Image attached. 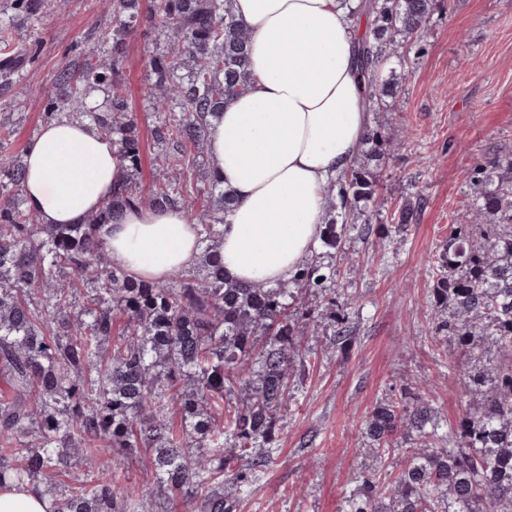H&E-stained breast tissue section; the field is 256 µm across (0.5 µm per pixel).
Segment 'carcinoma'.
Listing matches in <instances>:
<instances>
[{
  "mask_svg": "<svg viewBox=\"0 0 512 512\" xmlns=\"http://www.w3.org/2000/svg\"><path fill=\"white\" fill-rule=\"evenodd\" d=\"M11 6L36 25L45 0ZM437 10L438 0H359L356 13L371 17L354 52L366 103L399 98L397 79L385 75L394 47L401 38L421 54ZM112 22V32L101 34L77 66L57 72L62 94L45 113L49 123L64 112L88 116L117 145L126 177L112 198L82 224H42L25 207L23 164L0 158V485L67 474L69 449L84 448L85 473L73 485L45 486L52 512H141V502L112 482L106 454L112 449L148 456L146 475L167 492L155 512H173L181 503L235 512V502L224 497V477L245 489L267 465L270 453L259 448L276 438L290 372L305 359L298 336L324 322L339 340L352 330L336 315L328 264L312 259L277 286L224 277L218 252L233 197L213 174L203 186L188 187V151L207 147L211 120L250 80L251 33L230 0H157L146 18L138 0H112ZM147 26L169 41L148 61L150 97L177 111L153 129L154 140L169 148L170 172L143 196L131 181L143 149L121 69L129 38ZM35 54L34 41L0 54V88ZM186 61L189 75L176 77ZM367 141L380 155L392 144L382 127L371 129ZM469 180L478 223L454 226L434 299L454 307L436 331L454 337L479 363L465 375L482 402L444 434L427 399L376 406L366 433L377 449L388 448L403 428L418 432L425 446L410 454L397 481L365 478L348 512H512V152L476 164ZM375 194L360 162L330 186L322 244L336 248L337 225L356 223ZM200 197L213 201L196 216L205 243L201 273L181 270L153 281L111 263L99 230L112 212L180 207L191 216ZM302 288L320 292L322 313L291 309ZM116 322L123 323L118 333ZM479 337L507 360L481 363ZM230 394L240 406L225 420L217 409Z\"/></svg>",
  "mask_w": 512,
  "mask_h": 512,
  "instance_id": "carcinoma-1",
  "label": "carcinoma"
}]
</instances>
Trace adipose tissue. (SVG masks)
<instances>
[{"mask_svg":"<svg viewBox=\"0 0 512 512\" xmlns=\"http://www.w3.org/2000/svg\"><path fill=\"white\" fill-rule=\"evenodd\" d=\"M356 0H233L251 31V80L213 120L208 155L234 201L224 226V273L242 283L292 279L316 247L331 180L352 167L371 120L353 50ZM26 206L44 224H80L122 183L117 146L79 120L44 125L24 155ZM100 235L114 265L159 280L202 249L178 208L116 211ZM0 512H51L41 485H0Z\"/></svg>","mask_w":512,"mask_h":512,"instance_id":"obj_1","label":"adipose tissue"}]
</instances>
